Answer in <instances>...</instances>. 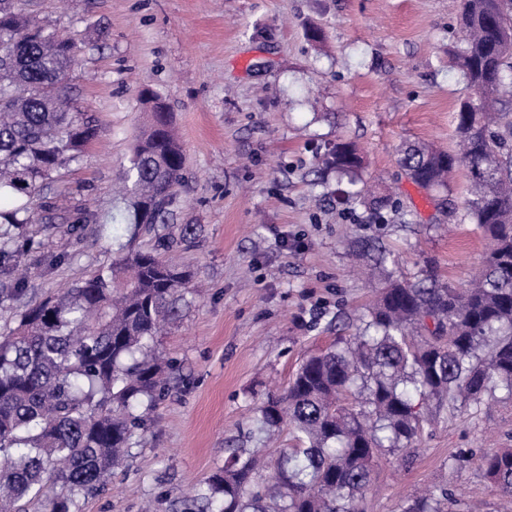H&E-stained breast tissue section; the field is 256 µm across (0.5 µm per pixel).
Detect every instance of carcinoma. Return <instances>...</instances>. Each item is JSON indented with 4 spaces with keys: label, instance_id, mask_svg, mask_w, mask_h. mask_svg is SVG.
Returning a JSON list of instances; mask_svg holds the SVG:
<instances>
[{
    "label": "carcinoma",
    "instance_id": "cac0c4a2",
    "mask_svg": "<svg viewBox=\"0 0 512 512\" xmlns=\"http://www.w3.org/2000/svg\"><path fill=\"white\" fill-rule=\"evenodd\" d=\"M0 0V224H39L35 198L53 174L95 138L93 119L70 97L80 64L75 36L49 30ZM457 65L483 94L480 111H458L460 152L407 142L400 164L423 189L449 187L468 169L465 212L490 242L463 285L424 269L415 282L387 279L361 326L340 347L304 359L287 390L257 408V430L284 426L300 447L265 461L234 448L224 469L198 490L199 512H359L383 455L406 461L425 426L457 404L501 388L512 396V113L498 112L512 51L501 32L512 9L470 0ZM325 168L360 182L362 158L350 142L332 145ZM185 153L169 114L154 112L136 138L125 223L153 245H119L112 262L55 297L31 301L0 336V512H77L122 464L146 415L169 392L174 362L163 367L157 336L179 318L194 273L171 258L196 243L195 224L168 223ZM376 211L378 188L352 193ZM29 248L0 241V301L26 290ZM480 466L512 499V448L482 454ZM445 491L411 500L402 512H445Z\"/></svg>",
    "mask_w": 512,
    "mask_h": 512
}]
</instances>
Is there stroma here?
Listing matches in <instances>:
<instances>
[{"label":"stroma","instance_id":"stroma-1","mask_svg":"<svg viewBox=\"0 0 512 512\" xmlns=\"http://www.w3.org/2000/svg\"><path fill=\"white\" fill-rule=\"evenodd\" d=\"M28 9L78 39L73 95L97 128L44 191L51 200L65 190V207L26 227L44 244L31 257L29 298L111 263L114 243L128 241L123 188L146 94L165 102L184 147L172 221L201 227L180 259L202 290L159 338L179 375L108 490L78 510L189 512L230 449L272 460L297 447L288 428L273 444L251 438L256 409L284 393L304 357L354 333L374 298L365 270L376 250L400 280L429 266L462 283L485 256L465 215L467 169L443 193L412 184L399 163L406 142L458 148L457 111L473 94L454 64L459 0H30ZM340 138L355 142L364 179L382 178L394 207L377 214L338 192L321 158ZM494 448H512L502 389L440 416L407 463L379 461L360 508L401 512L435 487L448 512H502L478 465Z\"/></svg>","mask_w":512,"mask_h":512}]
</instances>
